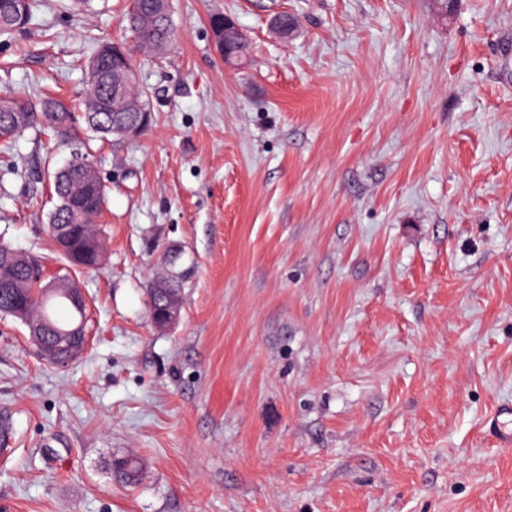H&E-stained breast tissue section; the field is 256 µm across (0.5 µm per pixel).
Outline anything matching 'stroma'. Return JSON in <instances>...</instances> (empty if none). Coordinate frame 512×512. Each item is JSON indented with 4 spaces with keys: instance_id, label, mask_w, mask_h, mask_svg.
Instances as JSON below:
<instances>
[{
    "instance_id": "stroma-1",
    "label": "stroma",
    "mask_w": 512,
    "mask_h": 512,
    "mask_svg": "<svg viewBox=\"0 0 512 512\" xmlns=\"http://www.w3.org/2000/svg\"><path fill=\"white\" fill-rule=\"evenodd\" d=\"M41 0L0 37V94L83 89L130 0ZM138 56L154 123L95 142L105 256L51 253L47 168L13 144L0 243L84 288L85 352L0 316V512H512V0H172ZM298 21L290 40L269 27ZM250 42L225 65L209 17ZM179 251L178 323L148 315ZM132 455L137 486L108 460ZM42 325L41 320H31L28 332L29 343L38 347L40 357L45 360L60 363L56 358V348L59 345H64L70 350L72 360L78 358L88 345L89 337L83 333L81 324L58 331L59 336H56L55 342L52 343L42 342V336H40ZM488 425L500 445L512 446V405L499 406L489 417Z\"/></svg>"
}]
</instances>
